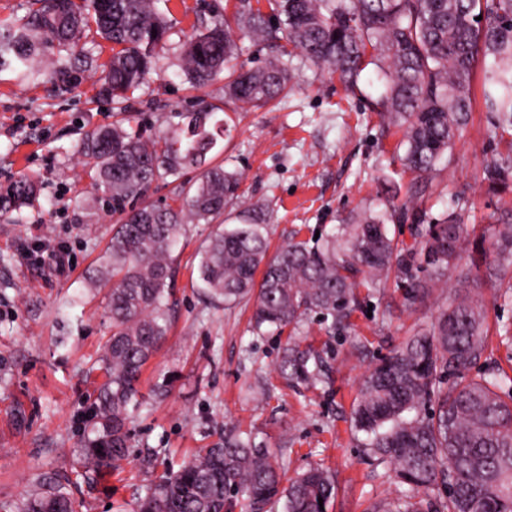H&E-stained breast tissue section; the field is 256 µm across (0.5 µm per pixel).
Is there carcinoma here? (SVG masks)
Masks as SVG:
<instances>
[{
	"instance_id": "carcinoma-1",
	"label": "carcinoma",
	"mask_w": 512,
	"mask_h": 512,
	"mask_svg": "<svg viewBox=\"0 0 512 512\" xmlns=\"http://www.w3.org/2000/svg\"><path fill=\"white\" fill-rule=\"evenodd\" d=\"M274 17L251 0H238L232 15L205 26L187 44L181 71L192 88L224 81V96L243 105L288 100V47L336 73L348 88L374 69L383 91L380 115L404 128V164L429 189V175L454 146L476 105L478 64H485L482 107L495 114L494 133L512 131V0H272ZM20 19H0V70L31 71L43 47L77 48L90 33L119 47L102 65L100 93L112 100L113 121L85 135L79 150L93 160L98 185L120 214L110 244L90 283H112L108 310L112 330L99 370L90 412L94 437L79 452V467L103 474L125 457L130 410L145 403L144 365L166 340L173 252L186 224H212L228 202L241 198L240 178L210 154L224 139L228 120L220 107L198 99L190 112H174L168 126L145 136L131 125L128 95L155 71L171 28L155 0H29ZM283 42L281 52L257 69L237 66L233 30ZM157 34H152V31ZM54 70L58 90L71 89L79 64ZM198 171L182 190L178 206L150 200L154 183ZM493 189L512 180V166L484 168ZM36 185L21 179L0 192V212L34 205ZM243 222L211 236L202 251V291L227 306L253 302V331L297 329L310 314L344 328L360 305L358 288L374 287L393 271L401 275L407 306L424 302L435 282L457 268L467 240L462 213L430 220L412 214L418 244L433 279L410 269L413 249L389 236L387 224L406 218V208L384 204L314 243L290 240L267 258L268 215L241 211ZM475 285L512 288V211L493 225L490 243L473 244ZM261 279H256V274ZM488 345L481 292L447 297L431 325L378 360L353 410V427L367 435L365 447L413 489L442 486L430 502L403 495L374 512H512V387L496 374L468 376ZM319 352L287 344L276 370L285 381L312 386L321 381ZM70 479L54 478L25 495L17 512H77L66 490ZM336 495L333 475L320 467L286 477L283 461L256 436L224 429L190 463L165 472L140 497L137 512H228L244 502L249 512H327Z\"/></svg>"
}]
</instances>
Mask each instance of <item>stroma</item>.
I'll use <instances>...</instances> for the list:
<instances>
[{
  "label": "stroma",
  "instance_id": "stroma-1",
  "mask_svg": "<svg viewBox=\"0 0 512 512\" xmlns=\"http://www.w3.org/2000/svg\"><path fill=\"white\" fill-rule=\"evenodd\" d=\"M235 2L158 0L173 28L156 73L128 103L144 135L165 126L169 113L191 109L195 93L179 75L183 45ZM57 58L54 50L37 56L33 78L0 72V191L23 177L39 186L34 206L0 213V512H14L40 480L64 475L81 512H135L164 469L192 460L227 426L256 433L283 455L288 475L329 469L336 496L328 512H370L376 501L410 494L363 446L351 424L353 404L377 358L428 329L445 291L464 292L466 281L451 274L426 303L406 309L392 274L379 298L363 296L348 328L330 330L311 315L295 335L258 336L250 309L225 308L197 287L198 252L215 232L212 224L186 227L175 253L172 327L143 370L146 391L172 376L168 395L149 399L134 415L130 447L115 469L88 479L73 473L101 378L91 367L110 330L108 290L88 282L118 217L78 149L85 133L112 123V113L91 72L70 91L53 92ZM291 74L294 91L274 110L236 109L225 102L220 80L207 88L235 124L222 159L239 174L244 202L225 208V227L238 223L242 205L262 208L274 252L288 238L313 241L316 232L388 199L432 218L463 210L477 238L512 208V184L494 190L484 180L488 163L512 161V148L491 132L492 114L472 112L432 176L433 193L424 194L401 163V129L383 123L375 109L382 87L373 71L349 89L297 51ZM46 246L71 256L65 271L40 263ZM482 299L490 346L474 370L512 376V290L486 289ZM291 338L319 350L323 383L306 387L279 377L275 366Z\"/></svg>",
  "mask_w": 512,
  "mask_h": 512
}]
</instances>
